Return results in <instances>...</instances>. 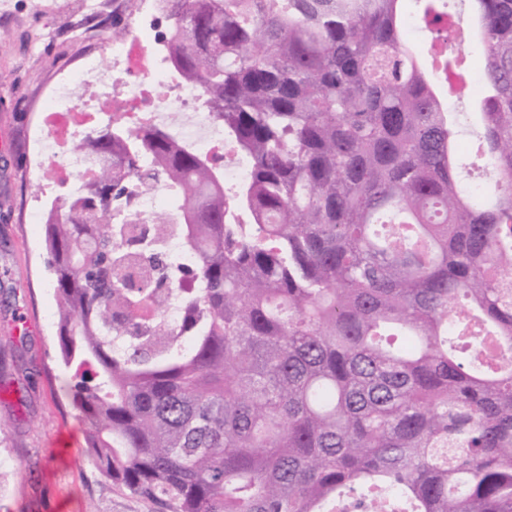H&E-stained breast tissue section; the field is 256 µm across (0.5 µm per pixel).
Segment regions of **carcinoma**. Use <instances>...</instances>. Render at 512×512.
I'll use <instances>...</instances> for the list:
<instances>
[{
    "mask_svg": "<svg viewBox=\"0 0 512 512\" xmlns=\"http://www.w3.org/2000/svg\"><path fill=\"white\" fill-rule=\"evenodd\" d=\"M400 2L163 0L175 75L249 176L228 193L171 132L108 122L50 204L58 347L112 485L168 512H512V0L466 24L425 3L482 53L473 189ZM466 68H441L457 97ZM147 156L188 219L175 329L167 218L112 219ZM461 180L465 184L483 183L485 180V170L483 163L475 156V153L464 155L462 158Z\"/></svg>",
    "mask_w": 512,
    "mask_h": 512,
    "instance_id": "cac0c4a2",
    "label": "carcinoma"
}]
</instances>
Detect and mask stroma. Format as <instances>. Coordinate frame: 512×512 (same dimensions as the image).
Masks as SVG:
<instances>
[{
	"label": "stroma",
	"mask_w": 512,
	"mask_h": 512,
	"mask_svg": "<svg viewBox=\"0 0 512 512\" xmlns=\"http://www.w3.org/2000/svg\"><path fill=\"white\" fill-rule=\"evenodd\" d=\"M63 18L37 14L30 0H0V512H160L119 490L88 454L72 403L73 371L57 344V306L38 218L53 200L31 159L38 107L62 69L107 63L102 41L74 51L69 28L111 29L124 0H67Z\"/></svg>",
	"instance_id": "1"
}]
</instances>
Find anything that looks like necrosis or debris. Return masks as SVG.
<instances>
[{
    "label": "necrosis or debris",
    "mask_w": 512,
    "mask_h": 512,
    "mask_svg": "<svg viewBox=\"0 0 512 512\" xmlns=\"http://www.w3.org/2000/svg\"><path fill=\"white\" fill-rule=\"evenodd\" d=\"M168 37L158 0H137L129 34L113 42L105 65L84 66L57 78L40 110L45 136L38 143V154L44 180H64L77 190L90 175V157L80 148L79 132L87 115L99 120L103 114L90 112L83 97L87 88L111 104L113 118L132 127L177 126L180 138L202 154L224 159V128L201 107L199 90L169 78ZM161 210L173 223H180L176 203L160 188L139 181L120 221L149 224Z\"/></svg>",
    "instance_id": "4bbe7bcc"
}]
</instances>
